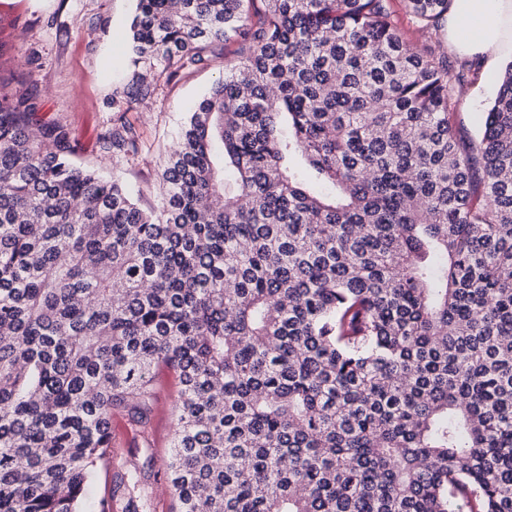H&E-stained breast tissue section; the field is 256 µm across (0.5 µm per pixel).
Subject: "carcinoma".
Here are the masks:
<instances>
[{
    "mask_svg": "<svg viewBox=\"0 0 512 512\" xmlns=\"http://www.w3.org/2000/svg\"><path fill=\"white\" fill-rule=\"evenodd\" d=\"M261 2L136 0L129 107L242 44L154 210L0 91V512H83L160 365L177 512H512V62L465 143L388 0Z\"/></svg>",
    "mask_w": 512,
    "mask_h": 512,
    "instance_id": "cac0c4a2",
    "label": "carcinoma"
}]
</instances>
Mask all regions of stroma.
I'll list each match as a JSON object with an SVG mask.
<instances>
[{"label":"stroma","instance_id":"35a3bbf8","mask_svg":"<svg viewBox=\"0 0 512 512\" xmlns=\"http://www.w3.org/2000/svg\"><path fill=\"white\" fill-rule=\"evenodd\" d=\"M402 38L413 45H430L463 63L446 30L421 28L407 12L405 0H389ZM134 0H0V85L15 91L33 87L39 92L43 120L66 123L78 163L119 174L138 204L159 203V162L176 142L193 105L205 96L224 67L237 58L238 42L215 45L207 65L185 69L170 81L159 80L154 95L128 111H119L117 88L131 79L129 25ZM476 81L458 95L454 127L465 138L476 136L479 112L497 91L496 78L506 58L472 57ZM131 124L138 136L137 153L113 162L99 141L113 123ZM154 401L145 423L133 422L128 408L112 409V465L88 488L84 512H99L102 498L112 500V512H125L127 498L117 489L126 470H137L149 512H173L164 461L176 427L177 374L167 367L154 370Z\"/></svg>","mask_w":512,"mask_h":512}]
</instances>
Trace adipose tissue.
Instances as JSON below:
<instances>
[{
    "mask_svg": "<svg viewBox=\"0 0 512 512\" xmlns=\"http://www.w3.org/2000/svg\"><path fill=\"white\" fill-rule=\"evenodd\" d=\"M447 28L460 54L512 52V0H454Z\"/></svg>",
    "mask_w": 512,
    "mask_h": 512,
    "instance_id": "adipose-tissue-1",
    "label": "adipose tissue"
}]
</instances>
